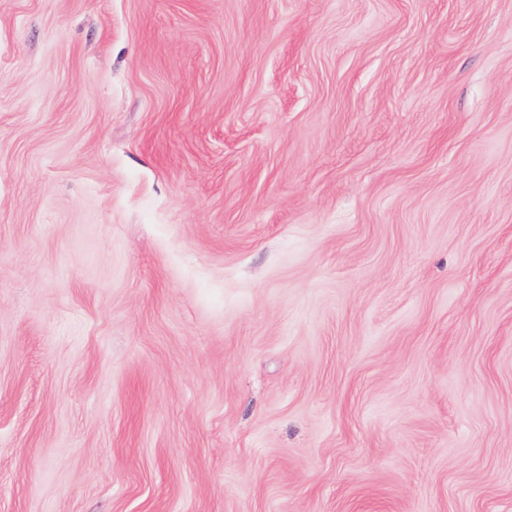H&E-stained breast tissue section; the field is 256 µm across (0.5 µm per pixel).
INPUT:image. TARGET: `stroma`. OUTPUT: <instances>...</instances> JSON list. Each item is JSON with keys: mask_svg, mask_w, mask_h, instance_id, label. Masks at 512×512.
<instances>
[{"mask_svg": "<svg viewBox=\"0 0 512 512\" xmlns=\"http://www.w3.org/2000/svg\"><path fill=\"white\" fill-rule=\"evenodd\" d=\"M0 512H512V0H0Z\"/></svg>", "mask_w": 512, "mask_h": 512, "instance_id": "35a3bbf8", "label": "stroma"}]
</instances>
